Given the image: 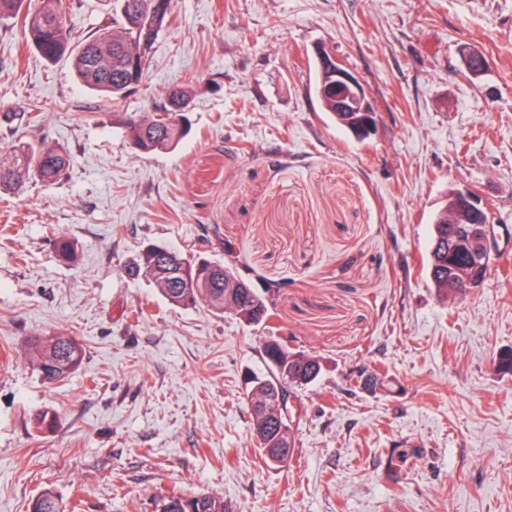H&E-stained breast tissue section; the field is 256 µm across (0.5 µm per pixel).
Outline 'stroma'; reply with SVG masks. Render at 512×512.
Returning <instances> with one entry per match:
<instances>
[{"mask_svg": "<svg viewBox=\"0 0 512 512\" xmlns=\"http://www.w3.org/2000/svg\"><path fill=\"white\" fill-rule=\"evenodd\" d=\"M62 8L82 38L119 16L113 0ZM319 47L364 87L365 142L315 96ZM473 50L491 60L477 78ZM176 86L190 132L138 150L122 119ZM28 142L72 163L0 193V512L46 487L83 512H157L173 492L231 512H512V375L496 368L512 347V0H171L118 100L0 19V147ZM466 188L498 251L482 287L441 293L431 221ZM153 245L245 264L276 289L278 335L319 358L286 465L264 463L244 384L268 371L266 331L128 275ZM58 332L85 356L49 384L23 348Z\"/></svg>", "mask_w": 512, "mask_h": 512, "instance_id": "stroma-1", "label": "stroma"}]
</instances>
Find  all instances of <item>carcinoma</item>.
<instances>
[{
  "label": "carcinoma",
  "instance_id": "obj_1",
  "mask_svg": "<svg viewBox=\"0 0 512 512\" xmlns=\"http://www.w3.org/2000/svg\"><path fill=\"white\" fill-rule=\"evenodd\" d=\"M24 2L0 0V17L24 13L23 28L28 42L50 63L69 58L84 87L111 98H121L143 82L147 50L140 47L134 30L128 25V15L132 7L147 6L151 0H119L120 20L102 26L94 38L79 49L72 46L75 31L63 17L61 0H40L39 7L23 12ZM319 102L323 112L346 132L356 127L361 119L358 112L342 111L333 99L321 98ZM178 117L171 107L161 112L131 115L124 121V131L143 152L172 150L186 133ZM69 165L70 158L65 151L42 142L15 146L7 152L0 150V190L16 188L31 174L43 181H55ZM469 251L468 235L459 231V225L452 224L450 214L434 218L427 275L435 288L448 290L449 279L468 271ZM127 271L131 276L144 277L175 306L194 307L203 302L220 314L231 310L249 326L272 328L268 297L271 287L255 290L237 283V274L228 266L186 258L181 265L172 268L153 245L130 263ZM269 340L280 350L281 360L272 366L270 375L254 376L247 381L252 433L265 458L275 451L290 454L294 437L276 436L271 410L261 405V399L274 403L277 386L308 385L317 379L322 369L316 357L291 351L288 339L271 336ZM25 356L45 381L54 382L79 369L84 349L76 337L58 333L33 340L25 349ZM194 508L195 512H226L224 498L213 495L196 496ZM30 512H79V507H67L52 489L46 488L33 499Z\"/></svg>",
  "mask_w": 512,
  "mask_h": 512
}]
</instances>
